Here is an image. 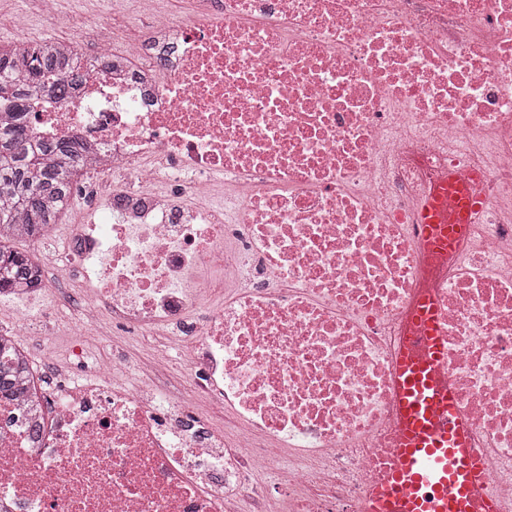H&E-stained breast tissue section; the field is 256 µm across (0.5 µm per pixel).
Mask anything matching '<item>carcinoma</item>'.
<instances>
[{"instance_id": "1", "label": "carcinoma", "mask_w": 512, "mask_h": 512, "mask_svg": "<svg viewBox=\"0 0 512 512\" xmlns=\"http://www.w3.org/2000/svg\"><path fill=\"white\" fill-rule=\"evenodd\" d=\"M90 61L54 40L0 49V98L11 112L0 123V282L38 280V264L10 243L18 224H56L84 175L87 152L76 139L34 141L29 114L42 95L66 98L75 93ZM24 355L0 335V393L27 374Z\"/></svg>"}]
</instances>
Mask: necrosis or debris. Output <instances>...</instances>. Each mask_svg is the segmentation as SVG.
I'll use <instances>...</instances> for the list:
<instances>
[{"instance_id":"obj_1","label":"necrosis or debris","mask_w":512,"mask_h":512,"mask_svg":"<svg viewBox=\"0 0 512 512\" xmlns=\"http://www.w3.org/2000/svg\"><path fill=\"white\" fill-rule=\"evenodd\" d=\"M203 4L137 0L150 22L118 49L95 23L80 91L30 114L38 137L84 141L88 175L139 187L113 189L111 223L71 226L40 287L0 289L23 306L11 340L78 279L75 358L107 317L189 346L0 397V512H362L429 277L411 218L451 167L477 174L483 220L437 288L448 378L512 512V0ZM170 373L172 397L154 384ZM227 410L228 443L207 421ZM273 443L290 455L271 485Z\"/></svg>"}]
</instances>
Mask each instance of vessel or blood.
Returning <instances> with one entry per match:
<instances>
[{"instance_id":"1","label":"vessel or blood","mask_w":512,"mask_h":512,"mask_svg":"<svg viewBox=\"0 0 512 512\" xmlns=\"http://www.w3.org/2000/svg\"><path fill=\"white\" fill-rule=\"evenodd\" d=\"M480 209L469 176L452 169L432 186L414 217L430 275L454 258ZM447 356L439 303L431 288H422L396 363L398 446L371 488L365 512H498L482 461L458 417L457 395L444 372Z\"/></svg>"}]
</instances>
